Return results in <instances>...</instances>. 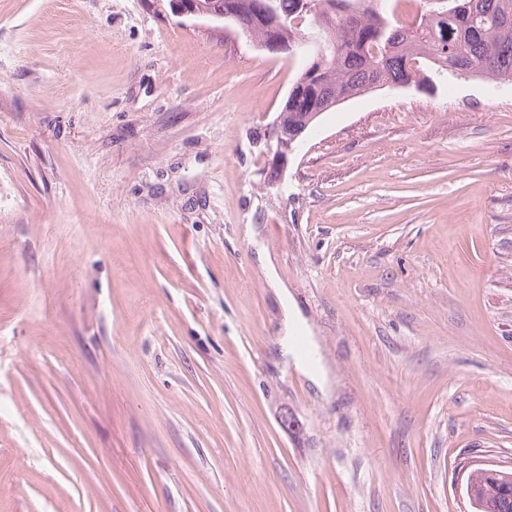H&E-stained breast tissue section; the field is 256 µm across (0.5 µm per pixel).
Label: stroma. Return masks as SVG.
Instances as JSON below:
<instances>
[{"instance_id":"obj_1","label":"stroma","mask_w":512,"mask_h":512,"mask_svg":"<svg viewBox=\"0 0 512 512\" xmlns=\"http://www.w3.org/2000/svg\"><path fill=\"white\" fill-rule=\"evenodd\" d=\"M308 60L0 0V512H466L512 460V83L352 98L273 182ZM305 128L288 127V120L279 116L271 130V148L274 151L276 167L270 173L273 182L279 181L288 166V160L295 146L302 140ZM461 475H465L464 494L470 504L467 512H491L490 503H498L500 512H512V497L500 495L501 489L494 484V480L480 475L476 476L478 492L488 497V501L480 497L474 488L473 477L475 474H486L499 479L505 490L512 488V461L488 463L476 458L468 459L461 467ZM511 485V486H510Z\"/></svg>"}]
</instances>
